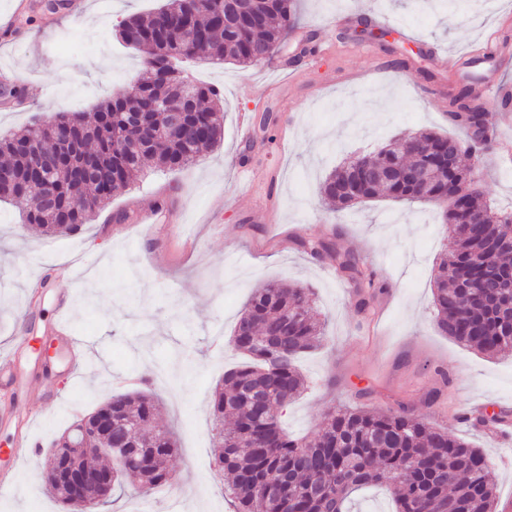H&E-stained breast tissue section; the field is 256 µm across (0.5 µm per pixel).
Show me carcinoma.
I'll list each match as a JSON object with an SVG mask.
<instances>
[{
    "instance_id": "cac0c4a2",
    "label": "carcinoma",
    "mask_w": 512,
    "mask_h": 512,
    "mask_svg": "<svg viewBox=\"0 0 512 512\" xmlns=\"http://www.w3.org/2000/svg\"><path fill=\"white\" fill-rule=\"evenodd\" d=\"M212 0H167L147 15L133 14L120 27L131 37L121 42L128 48H145L146 76L137 80L145 98L126 94L104 101L98 113L144 110L145 100L174 102L186 98L194 115L191 126L201 135L183 141L157 140L148 150L138 152V133L113 135L107 126L91 127L83 114L57 116L64 128L78 131L76 146L64 148L53 142L61 155L54 165L56 214L40 205L26 212V221L40 227L47 236L75 234L112 195L125 189L146 159L159 169L176 171L199 160L221 138L223 113L221 95L214 86L195 83L185 76L180 52L190 25L199 35L195 52L216 61H233L252 66L255 51L273 55L296 27L294 0H261L262 18L239 31H230L212 15ZM169 55L165 77L154 61L161 52ZM449 118L461 127L471 152H481L479 138L470 126L483 114L470 89L463 86L449 102ZM49 139L48 130L32 124L10 138L0 139V170L12 172L19 183H27L28 165L18 144L31 141L40 146ZM460 140L424 130L404 136L400 144L390 143L376 154L380 162L398 156L418 166L425 157L420 145L441 151ZM95 155L101 175L82 183L73 181L71 168L85 153ZM357 160L333 169L320 186V196L344 207L373 199L381 193L399 201L426 199L439 203L448 186L443 182L409 187L400 177L379 182L362 193L342 199L336 192ZM470 212L483 218L481 224L461 228L459 214L442 212L448 226V246L434 280L433 303L439 332L487 356L512 352V344L498 341L499 331L512 320V247H494L505 224L495 210L477 197L464 195ZM479 256L483 264L470 259ZM342 277L354 284L356 306L366 311L385 292L386 284L366 272L350 253L336 254ZM315 297L303 285L267 283L253 289L239 318L231 342L245 360L224 374L223 384L213 394V415L218 425L216 455L229 484L225 498L232 512H348L346 504L356 490L383 485L393 492L394 512H498L499 503L488 478L487 455L467 440L436 428L400 405L396 409L368 410L338 406L328 411L313 439L295 437L280 422L283 410L301 394L305 378L296 361L326 341L324 329L313 314ZM114 431L134 439L139 432L152 434L158 448H126V466L140 482L137 489L147 494L175 479L168 468L176 441L166 431L152 429L160 411L155 395L148 390L120 393L110 398ZM234 426L224 430V415ZM275 484L282 490L276 497L266 493Z\"/></svg>"
}]
</instances>
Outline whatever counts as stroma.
I'll list each match as a JSON object with an SVG mask.
<instances>
[{
	"instance_id": "35a3bbf8",
	"label": "stroma",
	"mask_w": 512,
	"mask_h": 512,
	"mask_svg": "<svg viewBox=\"0 0 512 512\" xmlns=\"http://www.w3.org/2000/svg\"><path fill=\"white\" fill-rule=\"evenodd\" d=\"M162 2L84 0L75 20L41 5L8 31L1 24L13 16V0H0V67L26 79L18 92L0 91V139L68 111L70 92H83V112L121 94L142 73L144 55L118 44L114 29ZM370 8L388 21L385 40L347 35L341 17ZM295 9L298 28L273 55L294 65L292 75L266 63L188 65L224 101V137L195 164L149 169L69 236L42 235L18 207L0 201V356H16L15 381L0 392V463L16 433L8 413H30L40 442L18 462L16 487L0 491V512H63L42 478L53 441L76 411L91 412L116 391V376L137 378L157 365L168 369L153 382L158 424L178 451L170 462L177 481L153 492L154 512H228L224 474L213 464L211 401L239 358L210 341L217 329L231 336L251 290L268 282L312 288L329 337L297 360L309 387L282 416L289 433L314 437L341 403L402 404L483 449L499 499L512 501V464L501 462V442L463 419L474 404L512 419V356L487 358L435 326L440 209L382 197L339 210L317 195L322 178L347 157L376 154L422 129L455 134L449 99L493 71L484 61L452 79L432 57L470 54L490 28L512 50V0H296ZM265 112L284 126V149L259 132L240 143L241 115ZM499 124L479 156L475 190L491 207L512 208V169L502 161L512 149V109ZM243 165L245 177L237 173ZM156 207L177 211L180 223L137 224L139 211ZM312 238L355 253L386 282L373 314L358 311L333 255L302 252L301 241ZM64 262L76 263L75 278L51 275ZM61 292L72 296L73 330L91 344L90 363L72 380L59 346L49 343ZM438 367L451 383L429 406L424 397Z\"/></svg>"
}]
</instances>
